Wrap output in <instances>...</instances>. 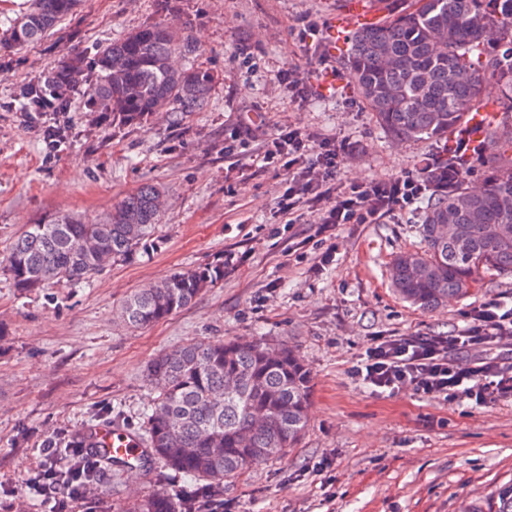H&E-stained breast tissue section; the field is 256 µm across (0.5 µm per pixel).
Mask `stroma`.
Here are the masks:
<instances>
[{
    "label": "stroma",
    "mask_w": 512,
    "mask_h": 512,
    "mask_svg": "<svg viewBox=\"0 0 512 512\" xmlns=\"http://www.w3.org/2000/svg\"><path fill=\"white\" fill-rule=\"evenodd\" d=\"M343 2L78 0L38 43L0 48V512L20 504L49 512L34 484L44 436L100 424L138 433L151 401L149 362L213 339L287 344L311 375L304 437L228 479L224 512H457L512 480V401L380 394L351 375L376 338L455 334L481 302H512V273L487 274L437 310L411 307L392 287L391 263L419 249L424 200L378 224L324 233V203H303L290 223L279 205L288 174L261 161L270 135L288 127L346 145V184L421 171L439 150L435 141L389 139L339 78L351 37L336 24ZM155 22L191 38L190 65L214 74L203 110L112 125L92 110L91 69L68 91L66 111L26 110V92L64 58L92 57ZM287 70L311 93L287 87ZM145 183L165 199L150 245L87 285L14 288L7 257L28 225L63 214L100 221ZM219 260L223 280L189 306L142 328L121 321L132 293ZM187 483L159 462L105 463L98 489L122 512L132 497Z\"/></svg>",
    "instance_id": "stroma-1"
}]
</instances>
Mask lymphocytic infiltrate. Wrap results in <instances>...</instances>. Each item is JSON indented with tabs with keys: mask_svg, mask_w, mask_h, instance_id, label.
<instances>
[{
	"mask_svg": "<svg viewBox=\"0 0 512 512\" xmlns=\"http://www.w3.org/2000/svg\"><path fill=\"white\" fill-rule=\"evenodd\" d=\"M341 149L334 143L314 142L295 129H280L266 142L265 158L280 159L289 174L288 188L281 201L285 211L299 209L304 199L327 200L321 219L325 225L375 224L395 211L406 209L420 198L424 185L414 173L387 180L365 181L350 185L336 182ZM471 325L451 336H386L375 341L354 366L355 378L380 392L397 393L412 389L437 397H458L482 405L512 400V361L492 357L476 366L451 364L448 353L489 349L512 340V307L491 298L475 307ZM46 473L56 475L50 494L51 512H63L66 501L84 498L86 489L64 480L72 463L82 461L86 470L96 468L95 461L84 458L78 448L60 453L46 448Z\"/></svg>",
	"mask_w": 512,
	"mask_h": 512,
	"instance_id": "obj_1",
	"label": "lymphocytic infiltrate"
}]
</instances>
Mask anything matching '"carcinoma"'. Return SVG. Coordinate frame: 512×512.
I'll use <instances>...</instances> for the list:
<instances>
[{"label": "carcinoma", "instance_id": "obj_1", "mask_svg": "<svg viewBox=\"0 0 512 512\" xmlns=\"http://www.w3.org/2000/svg\"><path fill=\"white\" fill-rule=\"evenodd\" d=\"M76 4L32 0L5 43L21 48L39 40ZM387 9L382 21L353 33L344 65L388 137L445 142L423 172L435 193L420 214L422 247L392 262L395 292L430 311L450 296L468 295L489 271L512 272V0H388ZM196 52L189 38L152 23L97 50L89 62L65 59L53 76L76 84L93 67V107L130 126L158 110L192 112L208 104L213 73L165 66ZM487 79L500 86L501 117L476 142L468 139L469 114ZM474 163L485 173L478 190L465 185ZM158 194L144 184L98 224L61 215L29 225L10 248L13 286L88 284L107 265L132 257L155 233ZM223 278L222 262L176 271L127 298L120 317L135 328L160 322ZM146 378L153 398L140 425L149 447L140 464L158 458L212 495L224 480L295 447L308 426L310 372L286 345L261 338L193 342L158 354ZM47 441L96 456L95 441L84 433ZM125 512H194V505L161 492L134 500ZM459 512H512V482Z\"/></svg>", "mask_w": 512, "mask_h": 512}]
</instances>
